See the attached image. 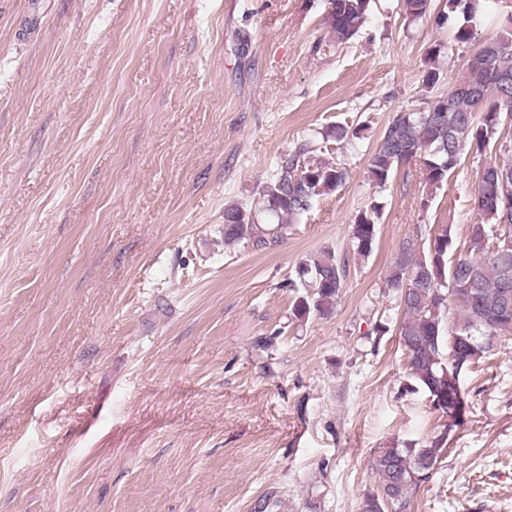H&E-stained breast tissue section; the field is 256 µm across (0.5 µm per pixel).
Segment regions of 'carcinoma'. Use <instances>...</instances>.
I'll return each instance as SVG.
<instances>
[{"label":"carcinoma","mask_w":512,"mask_h":512,"mask_svg":"<svg viewBox=\"0 0 512 512\" xmlns=\"http://www.w3.org/2000/svg\"><path fill=\"white\" fill-rule=\"evenodd\" d=\"M432 0H404L410 17L423 18ZM327 23L338 43L353 38L363 26L371 0H328ZM439 16L453 32L456 44L473 39L475 0H446ZM464 22H459L458 16ZM501 33L475 52L468 74L448 93L426 102L424 111L395 113L369 159L376 184L386 185L402 164L422 165L425 184L439 188L448 174L471 153L485 155L507 145L498 141L505 122L512 121V92H496L498 78L512 77V14L502 21ZM305 143L281 158L275 173L259 188L251 205L224 211V247L269 249L282 241L288 224L306 213L317 197L335 192L347 179L345 169L318 161ZM512 206V162L487 160L472 195L473 209L486 222L472 226L466 252L448 259L451 231L443 224L426 235L400 242L388 267L386 287L395 291L404 311L398 327L407 358L408 389L442 397L448 426L465 422L467 403L460 377L479 361L490 340L512 334V253L500 254L503 237L512 238V221L503 210ZM380 206L360 213L352 225L353 253L368 258L376 242ZM347 276L345 261L325 248L298 262L289 280L294 292L289 320L329 316L336 307ZM461 315L452 333L446 332L449 305ZM442 439L431 447L384 448L372 459L378 492L363 502V512H407L413 494L432 477Z\"/></svg>","instance_id":"1"}]
</instances>
